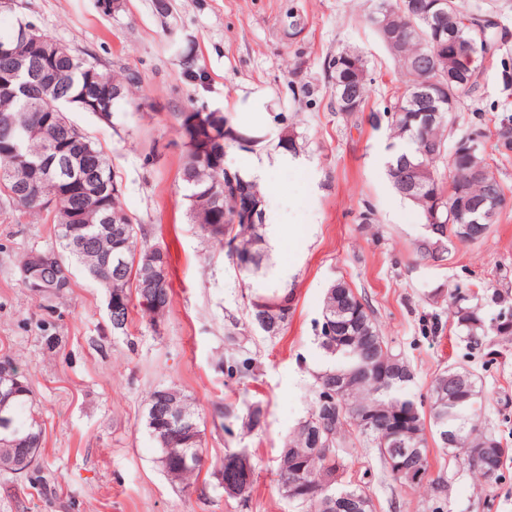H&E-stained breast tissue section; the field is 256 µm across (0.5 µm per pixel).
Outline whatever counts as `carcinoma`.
<instances>
[{
	"mask_svg": "<svg viewBox=\"0 0 512 512\" xmlns=\"http://www.w3.org/2000/svg\"><path fill=\"white\" fill-rule=\"evenodd\" d=\"M431 2L377 0L376 9L394 17L396 29L391 38L394 47L388 46L386 50L405 77L391 100L392 108L402 107L403 114L389 125V130L392 136L405 142L406 147L392 155L389 177L394 191L420 210L425 223H430L434 202L439 201L442 203L438 211L441 223L463 224L473 220V216L462 215L450 205V200L455 197L451 188L464 180L463 160L451 161L444 154L426 159V168L421 175L424 185L414 199L404 193L396 180V170L407 161L419 158L423 148L446 146L444 132L452 121V113L441 109L435 99L417 97L419 86L430 81L439 83L442 95L454 106L480 86L479 73L468 69L457 58L440 56L439 42L424 26L416 9L411 8L414 3L417 9L424 10ZM450 3L441 22L448 35L465 43L493 48L495 27L478 24L479 14L466 10L464 0H450ZM18 52L35 59L38 65L50 71L52 80L44 85L28 86L13 96L0 97V195L10 190L14 193L11 200L18 210L52 216V223L57 227L58 253L64 266L69 270L75 265L80 266L100 287L112 291V334L125 335L131 323L133 301L139 302L144 296L141 288L143 268H134L136 256L151 251L158 262L168 268L170 255L161 247L144 243L143 227L132 223L119 206L121 183L103 149L67 115L70 110L78 109L112 118L113 107L120 101L112 96V90L123 87V80L120 75L103 69L94 56L76 53L46 34L42 44L20 46ZM178 57L186 76L204 85L207 75L195 67L192 49L184 48ZM332 60L337 66L338 77L349 80L347 84L334 87L336 111H343L342 95L345 93L355 98L359 110H364L371 78L363 55L344 48L336 51ZM203 117L207 125L196 127L190 124L191 117L186 112L175 114L182 134L184 164L181 179L188 191L189 218L208 240L225 250L242 276L248 290V322L258 329L262 312L254 308L253 301H291L293 292L262 284L271 270L263 264L262 229L265 223L246 224L236 217V193H244L253 201L261 202L259 191L245 180L241 171H225L224 156L240 147L237 142L239 130L234 128L231 116L222 112H205ZM299 139L300 133L285 128L275 149L295 157L299 155ZM50 155L69 161L64 179H44L36 168V164ZM31 163L34 167L24 174L25 182L31 184L28 192L16 182L11 169ZM490 189L500 201H505L504 188L492 174L485 183L467 184V191L474 198L485 195ZM451 239L450 235L429 237L417 245L416 252L423 258L438 260L443 257ZM449 297L454 305L453 332L466 343L477 345L487 338L512 336V299L508 294L497 288H486L483 296L477 297L456 288ZM492 305L497 310L489 315L486 307ZM336 323L344 324L350 336L346 346L339 349L328 342L330 325ZM317 337L326 364L315 379L317 398L309 417L315 419L326 411L321 399L326 395L329 376L348 375L353 387L336 400L318 440H313L305 419L284 443L276 476L285 498L297 512H336V504L328 500L330 495L341 497L346 503L364 495L366 504L360 512H373V501L366 490L344 480L347 466L338 452L347 444L346 437L341 434L342 426L347 423L376 449L382 462H387L390 451L384 430L367 431L359 423L360 410L365 407L410 416L413 431L408 447L421 450L418 457L420 470L429 468L426 437L429 431L434 437L448 435V441L441 442L448 457L463 459L486 480V484L493 486L501 480V467L503 461L512 456V445L482 424V381L468 365L451 364L434 377L426 411L407 393L414 381L413 372L409 371L406 377L362 379V370L373 364L400 371L409 369L410 365L382 336L370 306L360 302L358 295L343 280L333 283L324 297ZM227 374L253 377L252 361L248 358L232 361L227 366ZM163 391L165 388L160 387L150 393L145 415V428L160 449L162 469L179 468L185 460L203 463L200 416L192 408L188 396L181 395L180 401L190 415V422L177 430V440L165 439L159 430L153 410ZM29 394L30 387L25 380L22 389L7 398H0V438L18 431L28 437V447L39 451L43 448V431ZM263 423L261 404L250 405L242 420V428L250 433ZM302 462L305 463L304 473L292 486L290 478ZM488 469L496 472L492 481L487 480Z\"/></svg>",
	"mask_w": 512,
	"mask_h": 512,
	"instance_id": "carcinoma-1",
	"label": "carcinoma"
}]
</instances>
